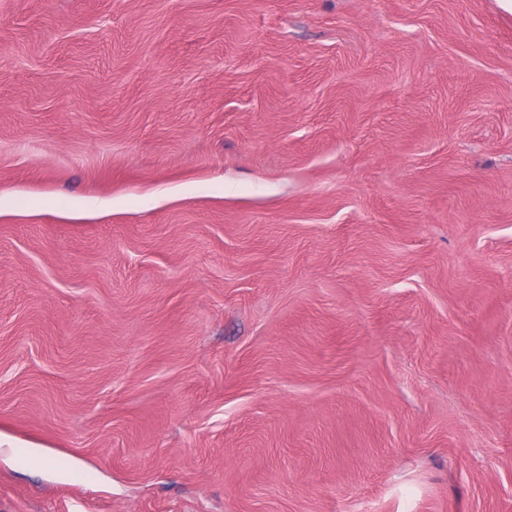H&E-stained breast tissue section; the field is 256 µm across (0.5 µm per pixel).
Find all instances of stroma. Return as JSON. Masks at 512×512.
Here are the masks:
<instances>
[{
    "label": "stroma",
    "instance_id": "stroma-1",
    "mask_svg": "<svg viewBox=\"0 0 512 512\" xmlns=\"http://www.w3.org/2000/svg\"><path fill=\"white\" fill-rule=\"evenodd\" d=\"M0 512H512V14L0 0Z\"/></svg>",
    "mask_w": 512,
    "mask_h": 512
}]
</instances>
